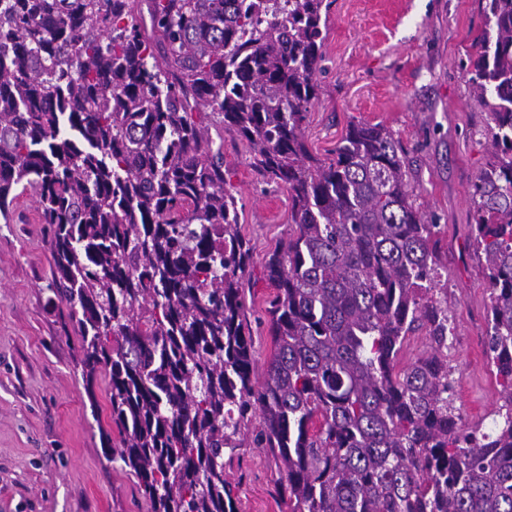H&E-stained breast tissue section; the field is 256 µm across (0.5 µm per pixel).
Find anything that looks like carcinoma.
Segmentation results:
<instances>
[{
	"mask_svg": "<svg viewBox=\"0 0 512 512\" xmlns=\"http://www.w3.org/2000/svg\"><path fill=\"white\" fill-rule=\"evenodd\" d=\"M333 2L0 0V214L34 195L96 416L108 379L107 458L148 512H238L224 457L251 446L281 460L289 512H512V0H485L468 72L493 149L472 185L489 431L456 422L437 224L399 140L352 124L329 160L305 142ZM196 114L288 191L262 369L250 242ZM418 333L430 352L405 362Z\"/></svg>",
	"mask_w": 512,
	"mask_h": 512,
	"instance_id": "carcinoma-1",
	"label": "carcinoma"
}]
</instances>
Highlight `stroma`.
Segmentation results:
<instances>
[{
	"label": "stroma",
	"mask_w": 512,
	"mask_h": 512,
	"mask_svg": "<svg viewBox=\"0 0 512 512\" xmlns=\"http://www.w3.org/2000/svg\"><path fill=\"white\" fill-rule=\"evenodd\" d=\"M484 27L480 0H334L319 99L303 125L310 152L333 157L350 123L383 124L410 161L416 203L438 222L441 287L451 318L448 364L460 425L491 428L502 388L482 347L489 305L483 260L470 239L471 185L490 159L486 114L467 71ZM224 152L249 239L258 362L271 349L264 324L272 293L267 253L290 230L288 193L257 181L245 142L214 134ZM26 218L0 219V512H147L133 479L113 468L93 415L71 324L46 288L53 259L31 194ZM229 471L241 512H288L285 474L260 448Z\"/></svg>",
	"instance_id": "35a3bbf8"
}]
</instances>
